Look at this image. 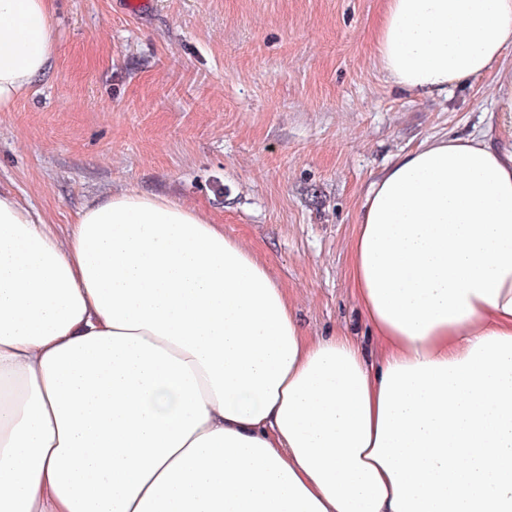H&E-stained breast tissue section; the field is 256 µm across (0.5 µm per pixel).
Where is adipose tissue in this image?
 Masks as SVG:
<instances>
[{
	"label": "adipose tissue",
	"mask_w": 512,
	"mask_h": 512,
	"mask_svg": "<svg viewBox=\"0 0 512 512\" xmlns=\"http://www.w3.org/2000/svg\"><path fill=\"white\" fill-rule=\"evenodd\" d=\"M52 0H0V112L53 67ZM416 97L512 49V0H386ZM512 84L495 122L370 185L316 336L198 208L136 190L58 236L0 191V512H512Z\"/></svg>",
	"instance_id": "ef3b65f1"
}]
</instances>
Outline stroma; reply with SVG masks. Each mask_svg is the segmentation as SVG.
Masks as SVG:
<instances>
[{
    "label": "stroma",
    "mask_w": 512,
    "mask_h": 512,
    "mask_svg": "<svg viewBox=\"0 0 512 512\" xmlns=\"http://www.w3.org/2000/svg\"><path fill=\"white\" fill-rule=\"evenodd\" d=\"M53 0L49 74L0 112V190L65 229L120 190L247 241L310 331L373 347L348 278L369 184L427 139L483 129L497 72L417 98L382 70L385 0Z\"/></svg>",
    "instance_id": "1"
}]
</instances>
